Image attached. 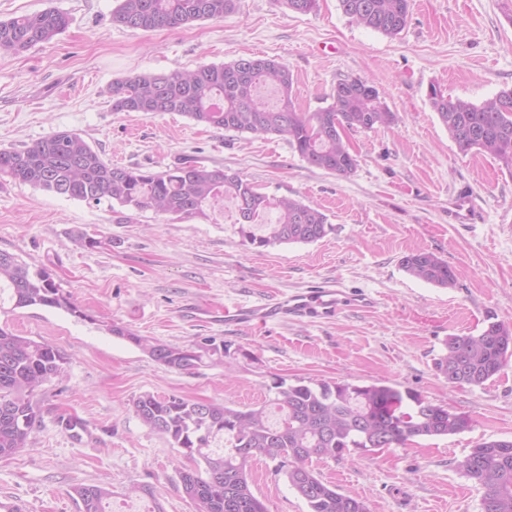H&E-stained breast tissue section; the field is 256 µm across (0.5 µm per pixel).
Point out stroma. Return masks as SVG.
<instances>
[{
  "mask_svg": "<svg viewBox=\"0 0 512 512\" xmlns=\"http://www.w3.org/2000/svg\"><path fill=\"white\" fill-rule=\"evenodd\" d=\"M117 5L0 0L2 21L51 7L70 19L27 52L0 49V149L75 131L119 166L162 171L191 156L268 196L319 207L333 230L314 243L257 248L243 242L229 199L203 218L120 216L0 177V251L47 269L89 315L0 313L1 324L66 357L62 376L35 396L28 451L0 458V501L20 500L23 512H80L74 485H108L117 504L130 488L151 485L165 512H194L179 487L189 460L142 424L134 401L149 393L243 409L282 377L388 385L468 416L469 429L456 435L313 466L369 512H481L482 486L456 463L477 443L512 439V361L474 388L448 384L435 362L448 335L479 334L491 320L512 326V175L488 154L460 153L428 92L435 85L479 104L512 88V0H411L395 36L356 24L338 0H319L309 14L283 0H237L224 19L154 31L113 23ZM247 57L286 65L303 111L327 107L336 81L351 76L374 85L396 120L349 132L359 165L340 177L308 165L281 136L111 109L115 80ZM78 231L97 246H76ZM420 248L454 268L453 286L403 270L402 258ZM324 283L350 301L333 319L224 321L225 309ZM113 324L215 353L178 371L112 335ZM250 474L268 512H307L271 462L255 460Z\"/></svg>",
  "mask_w": 512,
  "mask_h": 512,
  "instance_id": "35a3bbf8",
  "label": "stroma"
}]
</instances>
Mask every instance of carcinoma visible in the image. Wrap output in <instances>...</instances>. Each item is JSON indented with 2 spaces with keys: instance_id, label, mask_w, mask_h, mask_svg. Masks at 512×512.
I'll return each instance as SVG.
<instances>
[{
  "instance_id": "carcinoma-1",
  "label": "carcinoma",
  "mask_w": 512,
  "mask_h": 512,
  "mask_svg": "<svg viewBox=\"0 0 512 512\" xmlns=\"http://www.w3.org/2000/svg\"><path fill=\"white\" fill-rule=\"evenodd\" d=\"M338 2L352 21L388 36L398 35L407 24L410 0ZM235 8L236 0H120L112 22L133 30H171L221 20ZM68 25V15L56 8L0 21V48L27 51ZM293 84L292 73L279 62L240 58L194 71L175 69L116 80L112 111L177 112L215 128L284 136L309 165L344 177L358 165L345 132L388 127L396 120L376 87L359 78L338 79L332 103L316 112L297 109ZM263 85L278 90L276 104L260 98ZM428 97L461 153H487L512 174V88L479 105L452 98L435 86ZM2 176L88 204L151 209L178 219L201 217L210 204L230 196L237 205L239 233L255 247L312 243L331 231L320 209L292 198L270 197L236 173L210 169L189 157L163 171L113 165L75 131L53 133L23 149H0ZM270 209L278 211L277 223L268 225L266 235H255L251 225ZM401 265L409 275L438 287H451L456 279L448 262L424 249L404 256ZM7 306H43L87 318L47 270L32 271L15 255L0 251V310ZM108 331L172 369H193L204 356L195 344L153 343L117 325ZM509 357L512 327L490 322L477 336H448L436 368L452 385L479 387L496 377ZM64 363V354L53 346L0 326V458L28 448L38 417L33 397L61 373ZM272 389L273 404L281 413L277 420L263 407L241 410L175 395L144 394L134 401L145 427L166 436L194 462L180 471V484L195 512H267L246 473L256 457L274 463L275 472L305 501L307 512H368L363 501L323 482L311 468L312 459L339 460L352 449L375 452L469 428L468 416L386 385L288 384L277 379ZM458 467L485 488L482 512H512V440L478 443ZM72 492L81 512H106L112 498L107 485L81 484Z\"/></svg>"
}]
</instances>
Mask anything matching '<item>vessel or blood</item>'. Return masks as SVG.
Instances as JSON below:
<instances>
[{
    "label": "vessel or blood",
    "instance_id": "b4317fda",
    "mask_svg": "<svg viewBox=\"0 0 512 512\" xmlns=\"http://www.w3.org/2000/svg\"><path fill=\"white\" fill-rule=\"evenodd\" d=\"M347 302L340 289L329 286L298 291L260 305L228 308L224 311V321L234 325H255L273 319H317L335 315Z\"/></svg>",
    "mask_w": 512,
    "mask_h": 512
}]
</instances>
